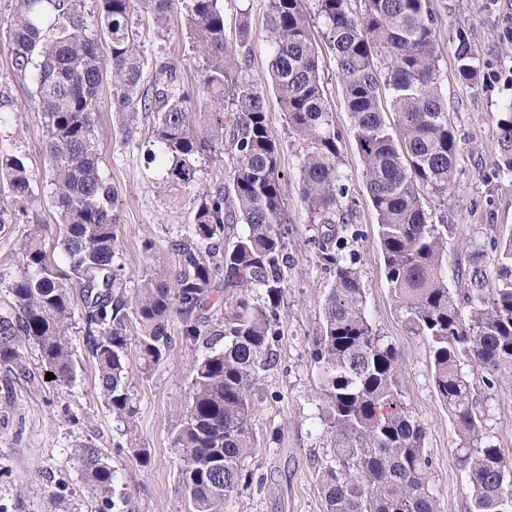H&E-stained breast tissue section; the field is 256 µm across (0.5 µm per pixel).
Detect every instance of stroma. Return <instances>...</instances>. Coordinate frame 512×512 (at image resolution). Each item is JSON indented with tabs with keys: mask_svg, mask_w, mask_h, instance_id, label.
<instances>
[{
	"mask_svg": "<svg viewBox=\"0 0 512 512\" xmlns=\"http://www.w3.org/2000/svg\"><path fill=\"white\" fill-rule=\"evenodd\" d=\"M440 16L437 28L439 71L448 100V117L461 142L454 181L447 198L421 189L423 207L432 215L447 212L449 223L478 245L512 234V179L494 173L498 152L497 116L512 100V0H432ZM227 34H234L239 15H246L251 48L246 72L266 90L267 120L280 145L281 186L288 210L287 288L279 307V332L273 359L257 370L251 392V443L245 467L256 481L224 503V512H324L318 481L330 440L318 418L321 365L313 357L322 308L333 278L320 264L307 211L301 201L298 165L301 146L288 131L273 91L265 87L270 61L269 0H223ZM321 47L320 74L327 99L342 133L341 169L350 189L354 222L347 233L364 288L366 310L373 326L394 344L401 357L402 399L423 426L424 446L432 457L429 486L440 512H470L471 493L457 463L459 439L450 413L433 384L429 350L402 322L378 247L377 215L366 189L363 163L355 149L350 117L336 61L318 15V0H304ZM14 0H0V148L26 154L39 196L32 207L46 224L47 248L56 245L57 215L44 195L48 159L41 114L31 93V80L18 76L11 63L6 27ZM146 56L173 64L184 85L198 89L202 62L185 35L182 16L172 13L165 38H157L150 15L131 16ZM466 38L480 62L476 84L456 75L455 48ZM110 81L100 88L94 131L101 152V170L114 189L118 217L119 263L124 267L125 297L136 294L145 272L173 268L170 241L182 237L194 216L196 190L159 188V163L147 160L152 119L139 115V130L126 138L112 119ZM153 241L154 253L144 250ZM179 318H171V344L159 364L144 367L132 328L128 346L127 387L138 410L137 459L125 445L102 393L95 360L84 344L81 319H74L70 344L76 365L74 382L58 389L45 375L47 366L37 350L23 345L25 375L0 366V512H192L179 481L180 459L173 448L176 415L188 402L194 361L205 349L186 343ZM474 397L485 415L495 444L512 454V376L493 387L476 383ZM97 448L102 463L114 470V489L93 492L78 445Z\"/></svg>",
	"mask_w": 512,
	"mask_h": 512,
	"instance_id": "stroma-1",
	"label": "stroma"
}]
</instances>
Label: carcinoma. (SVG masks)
I'll use <instances>...</instances> for the list:
<instances>
[{"label":"carcinoma","mask_w":512,"mask_h":512,"mask_svg":"<svg viewBox=\"0 0 512 512\" xmlns=\"http://www.w3.org/2000/svg\"><path fill=\"white\" fill-rule=\"evenodd\" d=\"M84 2L15 0L6 29L13 68L32 77L46 130L45 190L57 210L60 256L43 245L45 225L31 221L19 271L0 273V286L12 296L10 310L0 314V364L26 372L18 348L25 339L55 382L70 385L69 331L80 313L104 396L134 445L137 409L125 384L128 323L139 324V349L149 365L169 347L168 322L177 316L183 340L209 348L193 365L189 401L178 415L174 448L182 482L196 512H224V500L251 479L242 465L251 442L250 392L257 368L273 356L289 265L278 142L265 96L240 62L250 52L248 20L240 18L231 41L221 0H95L91 23ZM319 2L377 215L386 279L407 331L428 346L435 390L457 428V462L471 486L473 512H512V457L486 432L465 372H480L488 387L512 374V236L489 250L471 245L447 214L432 218L419 197L421 187L448 196L460 150L440 85L439 15L432 0H360L359 11L353 0ZM137 5L151 13L159 36L169 13L180 9L202 60V94L229 121L196 128L195 93L178 83L171 66L142 54L129 26ZM270 7L268 77L301 144V200L318 257L333 277L314 350L324 372L319 420L333 441L319 472L326 512H440L429 489L432 458L423 428L401 400L399 354L372 325L355 261L342 254L339 231L354 221L343 202V136L303 0H270ZM100 30L110 37L108 61L99 53ZM455 57L459 79L477 81V57L466 39H458ZM147 67L154 70L148 86ZM107 69L124 136L136 132L139 113L154 115L151 138L159 153L150 156L161 159V184L194 189L207 160L226 151L233 160L229 181L198 195L193 223L171 244L173 272L145 275L131 302L116 292L123 282L114 190L102 175L93 128ZM384 99L396 116L392 126L384 120ZM497 136L495 173L512 178V101L499 112ZM35 201L25 155L0 150V229L28 216ZM238 224L245 225L241 233L234 231ZM453 240L464 256L450 269L444 256ZM219 289L224 317L214 324L206 303ZM217 336L224 338L221 349L213 347ZM79 455L93 490L109 492L114 471L89 446Z\"/></svg>","instance_id":"carcinoma-1"}]
</instances>
